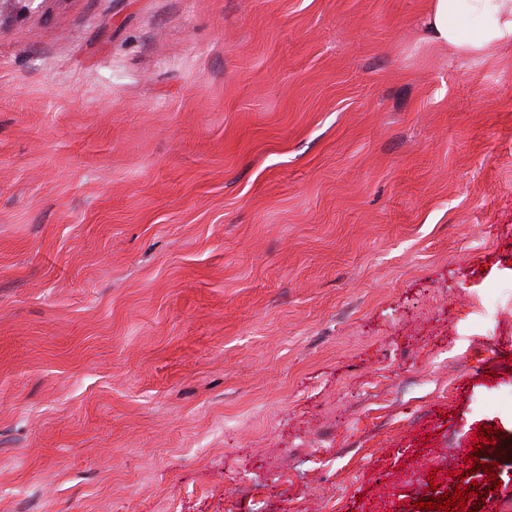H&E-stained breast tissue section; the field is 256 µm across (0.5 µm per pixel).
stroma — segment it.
<instances>
[{
  "label": "stroma",
  "mask_w": 512,
  "mask_h": 512,
  "mask_svg": "<svg viewBox=\"0 0 512 512\" xmlns=\"http://www.w3.org/2000/svg\"><path fill=\"white\" fill-rule=\"evenodd\" d=\"M425 7L0 14V512H512V50Z\"/></svg>",
  "instance_id": "stroma-1"
}]
</instances>
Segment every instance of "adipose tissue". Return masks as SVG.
Wrapping results in <instances>:
<instances>
[{"label": "adipose tissue", "instance_id": "1", "mask_svg": "<svg viewBox=\"0 0 512 512\" xmlns=\"http://www.w3.org/2000/svg\"><path fill=\"white\" fill-rule=\"evenodd\" d=\"M426 44L459 58H488L512 47V0H428Z\"/></svg>", "mask_w": 512, "mask_h": 512}]
</instances>
